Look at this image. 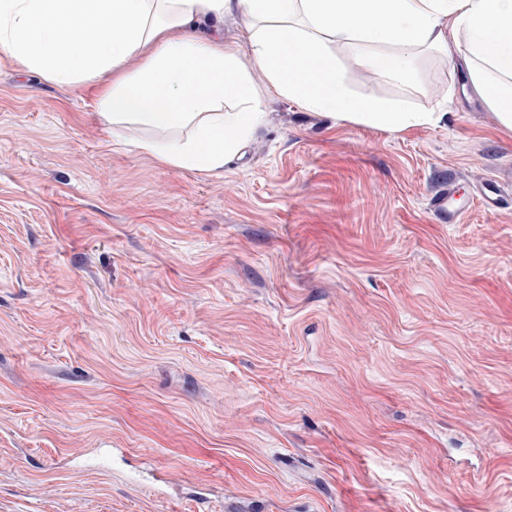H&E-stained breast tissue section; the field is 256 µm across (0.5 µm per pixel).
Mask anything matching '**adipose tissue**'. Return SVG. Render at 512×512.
I'll return each mask as SVG.
<instances>
[{"label": "adipose tissue", "instance_id": "adipose-tissue-1", "mask_svg": "<svg viewBox=\"0 0 512 512\" xmlns=\"http://www.w3.org/2000/svg\"><path fill=\"white\" fill-rule=\"evenodd\" d=\"M239 11L254 20L252 60L281 97L391 134L444 115L355 97L330 43L343 41L359 66L406 83L421 52L462 41L473 88L512 134V0H0V48L46 81L91 88L102 125L148 128L129 141L136 153L219 177L266 119L236 50L201 34ZM133 58L140 65L131 71Z\"/></svg>", "mask_w": 512, "mask_h": 512}]
</instances>
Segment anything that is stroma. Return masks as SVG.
Here are the masks:
<instances>
[{"mask_svg": "<svg viewBox=\"0 0 512 512\" xmlns=\"http://www.w3.org/2000/svg\"><path fill=\"white\" fill-rule=\"evenodd\" d=\"M222 177L0 49V512H512V136L427 51L336 124L270 90ZM451 192L460 223L434 208Z\"/></svg>", "mask_w": 512, "mask_h": 512, "instance_id": "1", "label": "stroma"}]
</instances>
